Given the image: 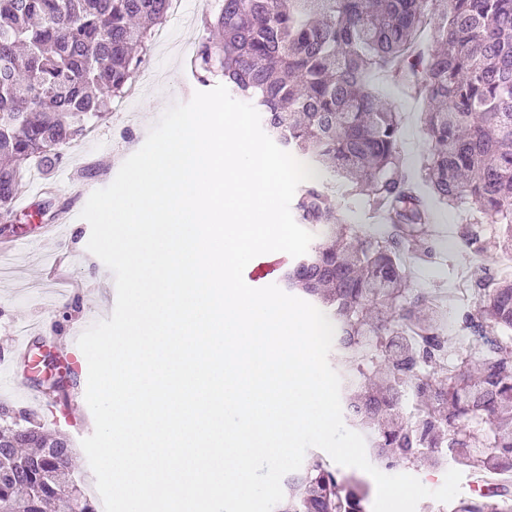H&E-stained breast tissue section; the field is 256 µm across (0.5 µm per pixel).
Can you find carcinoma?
Segmentation results:
<instances>
[{
	"mask_svg": "<svg viewBox=\"0 0 512 512\" xmlns=\"http://www.w3.org/2000/svg\"><path fill=\"white\" fill-rule=\"evenodd\" d=\"M194 59L197 80L224 84L260 114L267 135L310 164L299 223L315 241L282 277L335 326L344 417L386 467L452 462L486 476L451 512H512V278L475 288L469 339L448 336V310L411 287L404 253L431 254L429 207L403 173L402 116L370 86L394 77L424 102L430 197L469 202L486 224L463 240L512 250V0H221ZM168 0H0V213H13L33 163L85 136L132 86ZM433 27L436 46L422 45ZM383 213L362 235L338 212L324 175ZM0 404V512H48L57 501L98 512L73 461ZM277 512H366L367 485L319 457L288 474Z\"/></svg>",
	"mask_w": 512,
	"mask_h": 512,
	"instance_id": "obj_1",
	"label": "carcinoma"
}]
</instances>
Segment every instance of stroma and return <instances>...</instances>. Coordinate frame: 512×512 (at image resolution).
<instances>
[{
  "label": "stroma",
  "mask_w": 512,
  "mask_h": 512,
  "mask_svg": "<svg viewBox=\"0 0 512 512\" xmlns=\"http://www.w3.org/2000/svg\"><path fill=\"white\" fill-rule=\"evenodd\" d=\"M205 0H189L183 17L167 21L166 35L153 40L141 68L146 81L134 82L123 98L114 100L112 110L94 121L80 140L62 148V158L51 167L31 165L22 185L32 177L45 182L43 194L34 199L28 212H15L10 223H0V244L23 237L37 240V247L18 253L4 263L0 273V360L14 368V383L0 386V402L17 404L35 413L44 430L66 436L76 454L73 474L88 490H95V477L80 446L94 431V419L85 401L86 370L66 392H45L24 373V360L13 351L18 327L31 328L30 356L43 350L61 354L72 345L71 335L89 319L110 318L116 288L112 272L87 249L91 228L84 219L64 222L74 191L90 195L108 186L117 175L119 163L144 143L150 128L171 105L191 100L200 85L190 68L199 46L207 36ZM375 90L403 115L401 154L411 170H418L425 150L421 101L407 97L382 75L371 78ZM336 208L361 233L374 230L377 217L365 208L360 196L350 194L341 181H328ZM433 220L428 235L434 251L427 261H415L414 288L444 291L455 288L463 271L473 267L492 270L496 251L475 253L460 237L466 224H480L474 206L432 205ZM53 224L58 234L45 238L44 228Z\"/></svg>",
  "instance_id": "1"
}]
</instances>
